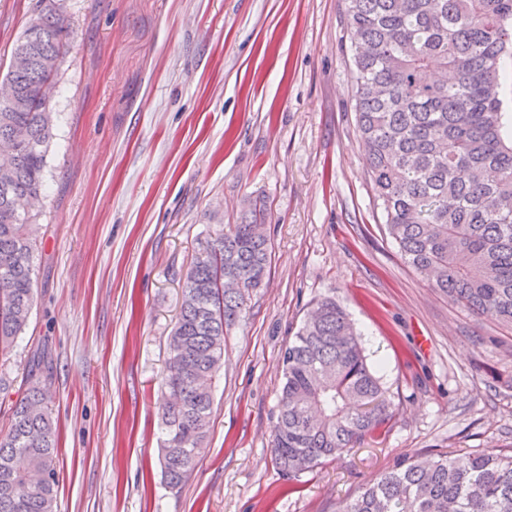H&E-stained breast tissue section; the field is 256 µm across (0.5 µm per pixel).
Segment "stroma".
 I'll return each mask as SVG.
<instances>
[{
	"instance_id": "35a3bbf8",
	"label": "stroma",
	"mask_w": 512,
	"mask_h": 512,
	"mask_svg": "<svg viewBox=\"0 0 512 512\" xmlns=\"http://www.w3.org/2000/svg\"><path fill=\"white\" fill-rule=\"evenodd\" d=\"M34 0H0V67ZM53 137L28 328L0 356V434L53 366L58 512H336L403 460L512 452V327L431 288L364 161L346 0H61ZM267 209L272 259L227 337L198 464L169 488L161 385L200 244ZM336 298L391 403L387 429L311 470L271 448L282 352Z\"/></svg>"
}]
</instances>
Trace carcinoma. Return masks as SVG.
I'll return each mask as SVG.
<instances>
[{
    "label": "carcinoma",
    "mask_w": 512,
    "mask_h": 512,
    "mask_svg": "<svg viewBox=\"0 0 512 512\" xmlns=\"http://www.w3.org/2000/svg\"><path fill=\"white\" fill-rule=\"evenodd\" d=\"M32 26L13 48L30 67L7 71L16 95L0 100V141L22 136L0 161V351L28 327L37 241L29 199L43 188L53 112L38 85L57 76L70 31L58 5L36 0ZM354 33L356 122L375 197L401 256L429 285L465 308L512 325V121L500 67L512 49V0H347ZM265 210L228 225L187 272L169 338L160 466L179 487L207 435L228 330L266 275ZM272 430L282 470L312 469L387 424L392 412L353 323L332 298L318 301L282 356ZM0 436V512H55L57 433L40 379ZM336 512H512V455L471 451L380 474Z\"/></svg>",
    "instance_id": "carcinoma-1"
}]
</instances>
